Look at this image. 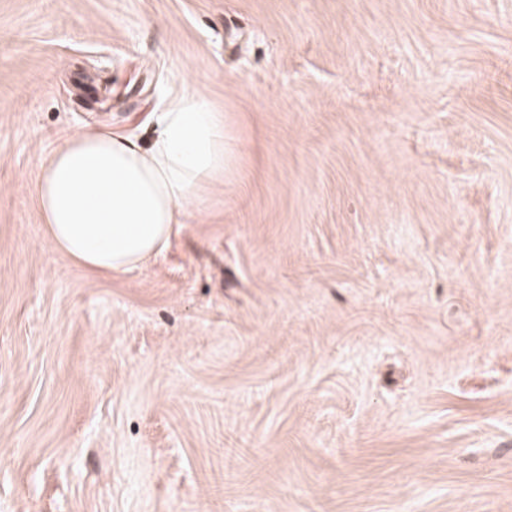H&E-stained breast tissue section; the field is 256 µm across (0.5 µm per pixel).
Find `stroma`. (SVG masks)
<instances>
[{"label":"stroma","instance_id":"35a3bbf8","mask_svg":"<svg viewBox=\"0 0 512 512\" xmlns=\"http://www.w3.org/2000/svg\"><path fill=\"white\" fill-rule=\"evenodd\" d=\"M185 82L231 175L88 273L41 162ZM0 512H512V0H0Z\"/></svg>","mask_w":512,"mask_h":512}]
</instances>
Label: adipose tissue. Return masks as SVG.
<instances>
[{"label": "adipose tissue", "mask_w": 512, "mask_h": 512, "mask_svg": "<svg viewBox=\"0 0 512 512\" xmlns=\"http://www.w3.org/2000/svg\"><path fill=\"white\" fill-rule=\"evenodd\" d=\"M141 143L105 127L59 135L30 188L54 248L92 272H126L160 255L193 223L233 152L223 113L186 85L152 116Z\"/></svg>", "instance_id": "1"}]
</instances>
